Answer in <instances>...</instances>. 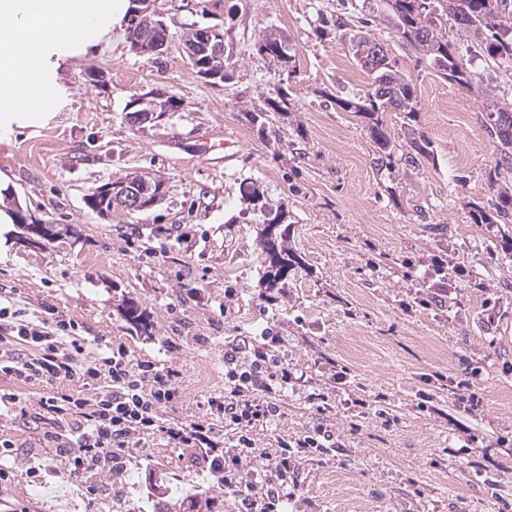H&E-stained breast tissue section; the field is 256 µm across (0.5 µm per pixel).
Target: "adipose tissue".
<instances>
[{
  "label": "adipose tissue",
  "instance_id": "1",
  "mask_svg": "<svg viewBox=\"0 0 512 512\" xmlns=\"http://www.w3.org/2000/svg\"><path fill=\"white\" fill-rule=\"evenodd\" d=\"M135 8L134 0H0V126L60 111L64 68L110 43Z\"/></svg>",
  "mask_w": 512,
  "mask_h": 512
}]
</instances>
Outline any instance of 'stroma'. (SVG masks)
Segmentation results:
<instances>
[{
	"mask_svg": "<svg viewBox=\"0 0 512 512\" xmlns=\"http://www.w3.org/2000/svg\"><path fill=\"white\" fill-rule=\"evenodd\" d=\"M166 29L153 55L127 37L70 65L67 107L41 126L0 128V206L65 228L36 251L0 224V289L27 312L72 319L94 359L123 345L136 361L171 373L163 418L210 416L224 395V350L270 334L271 351L295 383L280 412L255 429L275 449L318 425L338 447L302 463L288 512H512V221L481 224L497 147L486 105L512 104V66L488 63L476 41L449 32L472 88L449 81L409 43L389 55L415 86L414 113L386 112L391 163L378 165L368 119L335 100L368 89L367 72L336 35L338 15L368 21L384 37L380 0H150ZM216 27L232 62L214 85L182 50L195 28ZM286 35L291 72L257 51ZM159 90L181 106L159 123L131 125L129 102ZM267 113L272 139L246 113ZM433 153L408 164L410 132ZM219 144L198 150L204 134ZM130 173L165 183L145 210L101 216L84 198ZM284 210L289 248L306 268L283 292L260 296L257 245L263 216L247 202ZM448 282V306L429 304ZM146 309L144 336L119 314L123 299ZM27 399L25 414L0 415L14 442L15 480L0 484V512H155L161 501L217 497L237 512L191 448L159 437L131 448L119 471L33 482L31 466L64 468L36 433L38 387L0 376ZM481 404L468 409L463 395Z\"/></svg>",
	"mask_w": 512,
	"mask_h": 512,
	"instance_id": "1",
	"label": "stroma"
}]
</instances>
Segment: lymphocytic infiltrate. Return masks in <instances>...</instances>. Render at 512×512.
Masks as SVG:
<instances>
[{"instance_id": "obj_1", "label": "lymphocytic infiltrate", "mask_w": 512, "mask_h": 512, "mask_svg": "<svg viewBox=\"0 0 512 512\" xmlns=\"http://www.w3.org/2000/svg\"><path fill=\"white\" fill-rule=\"evenodd\" d=\"M78 328L73 320L30 321L9 299L0 305V332L11 343L0 350V375L45 387L36 418L71 472L93 471L102 460L121 469L127 448L159 436L174 447L195 449L212 473L223 475L225 488L238 498V512H285L299 488L300 461L312 449L336 444L332 429L321 425L278 439L275 453L257 447L253 429L274 419L279 411L274 397L294 379L287 365L270 359L267 345L225 349L229 384L223 400L211 403L213 415L224 421L219 432L205 421H161L158 409L170 396V377L154 365L133 362L125 349L79 363L85 340ZM77 380L94 389L93 398L71 392ZM228 430L237 441L232 448L224 445Z\"/></svg>"}]
</instances>
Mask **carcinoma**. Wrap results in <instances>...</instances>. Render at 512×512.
<instances>
[{"mask_svg": "<svg viewBox=\"0 0 512 512\" xmlns=\"http://www.w3.org/2000/svg\"><path fill=\"white\" fill-rule=\"evenodd\" d=\"M387 4L391 10L386 17L391 36L407 41L429 66L465 88H472L473 74L463 67L448 41V27L479 41L495 64L512 63V0H387ZM352 50L371 75L370 89L362 94L338 97L336 106L371 120L374 142L385 154L389 141L382 130L381 113L416 111L414 85L392 64L384 40L359 32L354 35ZM258 51L282 70L292 63L284 42L275 37L265 38ZM486 124L498 146L499 158L492 181L496 187V202L489 213L475 211V220L496 224L512 219V108L496 103L488 105ZM410 147L413 164L433 153L431 142L423 135L411 138ZM259 201L258 195L249 197V203L259 208L264 216L259 246L267 255L268 266L262 286L270 292L284 284L290 270L301 264V257L283 245V234L278 232V227L283 223L284 213L267 211ZM122 314L126 321L147 329V313L137 303L123 304Z\"/></svg>", "mask_w": 512, "mask_h": 512, "instance_id": "carcinoma-1", "label": "carcinoma"}]
</instances>
